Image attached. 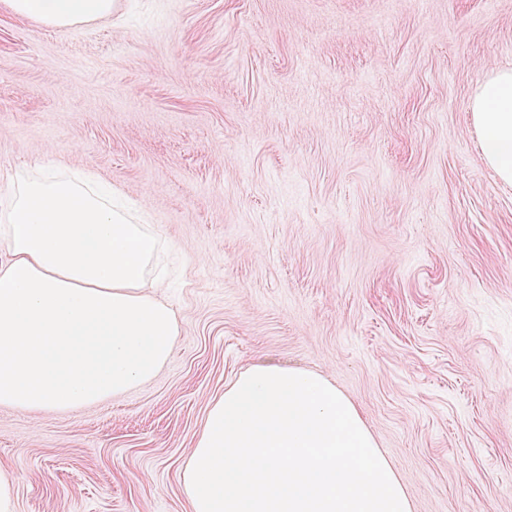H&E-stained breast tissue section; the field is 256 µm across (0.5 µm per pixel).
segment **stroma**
<instances>
[{
    "label": "stroma",
    "mask_w": 512,
    "mask_h": 512,
    "mask_svg": "<svg viewBox=\"0 0 512 512\" xmlns=\"http://www.w3.org/2000/svg\"><path fill=\"white\" fill-rule=\"evenodd\" d=\"M0 4V185L93 171L179 254V341L90 408L0 405L17 512H190L210 400L257 363L358 408L412 512H512V185L467 104L512 0ZM13 14L38 19L57 27H70L111 14L112 0H4Z\"/></svg>",
    "instance_id": "35a3bbf8"
}]
</instances>
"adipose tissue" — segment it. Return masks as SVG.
Masks as SVG:
<instances>
[{
    "instance_id": "ef3b65f1",
    "label": "adipose tissue",
    "mask_w": 512,
    "mask_h": 512,
    "mask_svg": "<svg viewBox=\"0 0 512 512\" xmlns=\"http://www.w3.org/2000/svg\"><path fill=\"white\" fill-rule=\"evenodd\" d=\"M70 27L113 0H1ZM483 156L512 185V68L469 101ZM163 239L84 171L19 170L0 187V405L88 408L169 361L177 314L152 296ZM192 512H411L354 405L324 377L256 364L212 399L181 472Z\"/></svg>"
}]
</instances>
